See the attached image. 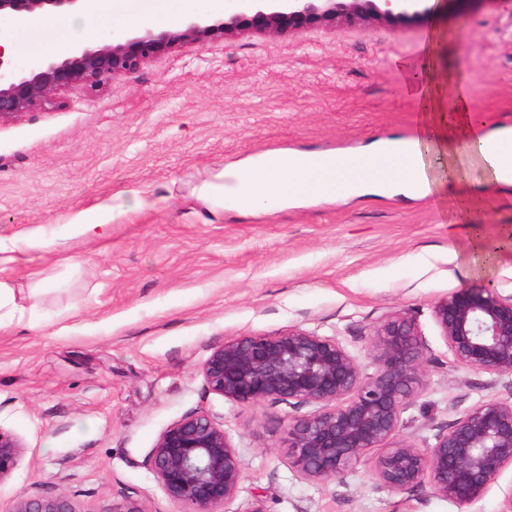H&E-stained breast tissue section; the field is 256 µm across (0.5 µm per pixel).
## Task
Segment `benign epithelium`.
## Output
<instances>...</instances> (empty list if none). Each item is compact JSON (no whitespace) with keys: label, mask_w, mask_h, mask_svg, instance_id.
Returning a JSON list of instances; mask_svg holds the SVG:
<instances>
[{"label":"benign epithelium","mask_w":512,"mask_h":512,"mask_svg":"<svg viewBox=\"0 0 512 512\" xmlns=\"http://www.w3.org/2000/svg\"><path fill=\"white\" fill-rule=\"evenodd\" d=\"M91 0H0V17L32 25L49 11H84ZM224 17L145 28L106 43H78L59 58L10 69L0 48V121L55 109L72 88L98 92L158 55L203 46L246 31L282 34L318 25L421 20L428 0H242ZM432 316L453 364L487 374L490 385L512 379V295L486 285L438 298ZM372 371L337 338L290 329L249 335L213 348L201 371L208 390L254 406L268 401L312 406L288 423V460L309 481L342 477L367 461L376 484L392 493L427 487L460 508L480 500L512 469V397L479 402L421 446L400 434L402 414L421 394L432 359L414 318L398 313L370 333ZM378 450L374 456L370 451ZM25 453L0 428V485ZM148 465L177 512H221L234 503L243 463L229 433L209 414H189L158 437ZM11 512H77L62 495L18 496Z\"/></svg>","instance_id":"benign-epithelium-1"}]
</instances>
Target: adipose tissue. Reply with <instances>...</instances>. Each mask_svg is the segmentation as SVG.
I'll return each mask as SVG.
<instances>
[{"instance_id": "obj_1", "label": "adipose tissue", "mask_w": 512, "mask_h": 512, "mask_svg": "<svg viewBox=\"0 0 512 512\" xmlns=\"http://www.w3.org/2000/svg\"><path fill=\"white\" fill-rule=\"evenodd\" d=\"M150 12H129L112 8L111 0H95L90 11L78 19L49 15L33 26L34 36L45 52L65 51L71 41L100 28L148 24ZM408 90L421 112L417 134L395 143L390 163H382L381 146L361 154H329L330 177L319 182L305 166L301 154H269L240 167L232 184L224 189V201L245 211L260 210L288 201L319 203L349 195L386 194L425 197L450 193L453 219L448 224V241H465L475 258L504 257L512 253V227L501 226L496 233L468 221L472 209L482 201L462 176L452 173L447 180L430 179L427 158L437 162L454 160L460 143H467L486 172L487 184L512 185V156L493 152L487 121L469 104V92L452 82L443 93L434 94V62L423 55L407 64Z\"/></svg>"}]
</instances>
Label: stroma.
Wrapping results in <instances>:
<instances>
[{"mask_svg":"<svg viewBox=\"0 0 512 512\" xmlns=\"http://www.w3.org/2000/svg\"><path fill=\"white\" fill-rule=\"evenodd\" d=\"M431 50L437 86L463 80L492 132L512 133V12L493 0H440L396 25L250 31L188 45L98 92L0 122V238L41 228L0 278L41 283L38 324L0 309V428L24 456L0 486L64 495L78 512H176L147 465L159 435L209 414L238 448L237 505L266 512H463L419 487L377 488L367 464L303 479L285 439L296 408L246 406L209 392L201 367L224 341L294 328L338 338L370 366L369 334L415 318L433 359L404 436L475 403L512 395L453 367L432 304L471 285L512 294V259L483 275L448 254L449 210L435 197L367 195L257 214L225 207V171L271 152L351 153L410 135L416 104L399 62ZM215 187L201 198L202 185ZM110 212L106 235L76 237L81 212ZM71 265H63V258Z\"/></svg>","mask_w":512,"mask_h":512,"instance_id":"stroma-1","label":"stroma"}]
</instances>
